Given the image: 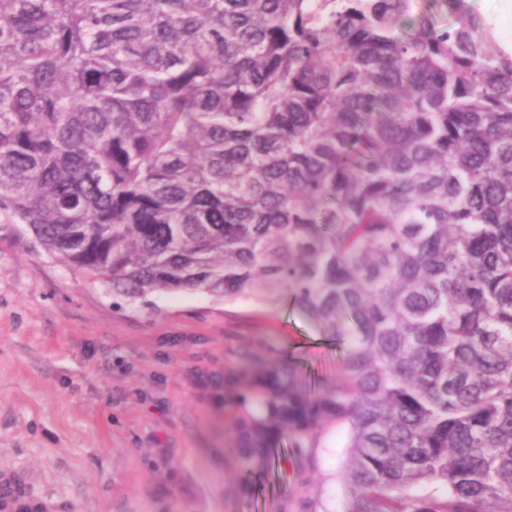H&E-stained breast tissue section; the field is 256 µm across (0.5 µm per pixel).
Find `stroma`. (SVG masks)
Wrapping results in <instances>:
<instances>
[{
	"instance_id": "1",
	"label": "stroma",
	"mask_w": 512,
	"mask_h": 512,
	"mask_svg": "<svg viewBox=\"0 0 512 512\" xmlns=\"http://www.w3.org/2000/svg\"><path fill=\"white\" fill-rule=\"evenodd\" d=\"M339 332L290 297L129 305L2 229L0 477L54 512H343V432L246 463L244 404L198 380L259 360L313 384L338 371Z\"/></svg>"
}]
</instances>
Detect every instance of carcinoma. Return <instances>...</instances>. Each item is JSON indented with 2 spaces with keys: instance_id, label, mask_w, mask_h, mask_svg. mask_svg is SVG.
<instances>
[{
  "instance_id": "1",
  "label": "carcinoma",
  "mask_w": 512,
  "mask_h": 512,
  "mask_svg": "<svg viewBox=\"0 0 512 512\" xmlns=\"http://www.w3.org/2000/svg\"><path fill=\"white\" fill-rule=\"evenodd\" d=\"M0 224L130 303L345 326L315 394L253 368L248 460L334 427L344 512H512V52L470 0H0Z\"/></svg>"
}]
</instances>
